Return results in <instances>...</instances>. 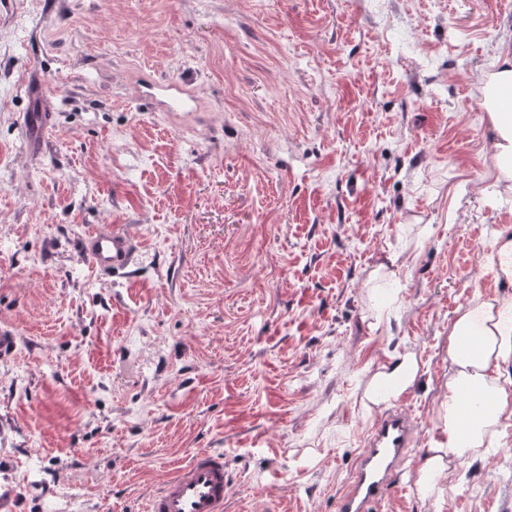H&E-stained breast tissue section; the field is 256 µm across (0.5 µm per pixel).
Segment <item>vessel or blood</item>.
<instances>
[{
	"mask_svg": "<svg viewBox=\"0 0 512 512\" xmlns=\"http://www.w3.org/2000/svg\"><path fill=\"white\" fill-rule=\"evenodd\" d=\"M148 96H162L167 109L185 108L189 100L176 84L148 81ZM51 119L47 112H30L23 122L29 149H40ZM81 252L98 273L128 272L137 256L133 240L119 225L96 227L82 239ZM416 423L407 410L393 407L371 427L355 470L340 492L338 512H373L404 469L416 440ZM228 481L223 454L201 451L181 466L148 498L147 512H224Z\"/></svg>",
	"mask_w": 512,
	"mask_h": 512,
	"instance_id": "obj_1",
	"label": "vessel or blood"
}]
</instances>
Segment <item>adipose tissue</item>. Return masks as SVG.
I'll use <instances>...</instances> for the list:
<instances>
[{"mask_svg":"<svg viewBox=\"0 0 512 512\" xmlns=\"http://www.w3.org/2000/svg\"><path fill=\"white\" fill-rule=\"evenodd\" d=\"M488 120L495 132L493 157L502 180L512 179V68L486 84ZM448 358L454 367L441 410L445 437L429 449L417 470L420 498L438 501L453 490L449 462L465 460L491 444L512 419V295L478 298L460 309L448 330ZM414 355L400 356L375 372L362 399L365 410L398 400L415 385Z\"/></svg>","mask_w":512,"mask_h":512,"instance_id":"ef3b65f1","label":"adipose tissue"}]
</instances>
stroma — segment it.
Masks as SVG:
<instances>
[{
    "label": "stroma",
    "mask_w": 512,
    "mask_h": 512,
    "mask_svg": "<svg viewBox=\"0 0 512 512\" xmlns=\"http://www.w3.org/2000/svg\"><path fill=\"white\" fill-rule=\"evenodd\" d=\"M0 0V494L16 512H143L201 450L227 512H337L375 420L370 376L410 352L411 456L444 437L448 328L507 289L512 236L483 107L512 0ZM192 91L181 122L143 77ZM53 115L22 137L26 84ZM137 246L92 272L95 226ZM405 266L394 265V258ZM421 501L512 512V420ZM81 252L98 273H131L137 256L133 240L119 224L95 227L82 239ZM485 263L491 267L499 279L512 285V239L501 238L484 255Z\"/></svg>",
    "instance_id": "35a3bbf8"
}]
</instances>
